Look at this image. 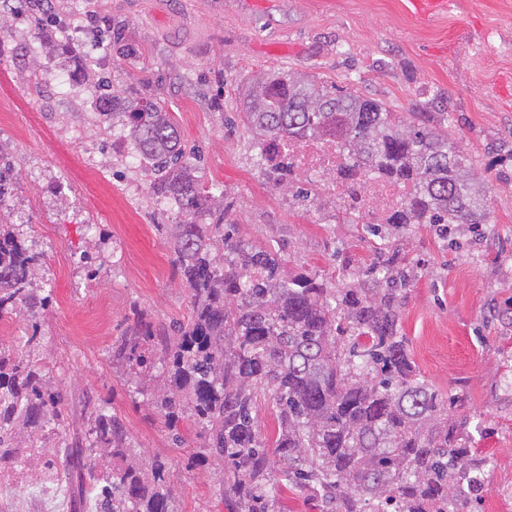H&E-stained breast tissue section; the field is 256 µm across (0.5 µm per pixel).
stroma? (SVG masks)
Masks as SVG:
<instances>
[{
	"instance_id": "stroma-1",
	"label": "stroma",
	"mask_w": 512,
	"mask_h": 512,
	"mask_svg": "<svg viewBox=\"0 0 512 512\" xmlns=\"http://www.w3.org/2000/svg\"><path fill=\"white\" fill-rule=\"evenodd\" d=\"M59 4L47 45L32 36L26 9L0 19V147L17 177L0 211L40 254L37 283L52 287L37 321L0 319V349L35 336L64 395L53 443L84 446L90 419L108 408L143 464L166 462L175 512H225L215 465L191 466L195 444H174L112 358L134 313L156 323L189 315L159 230L183 214L150 197L123 118L100 129L74 68L113 90L157 96L245 238L280 247L288 270L346 283L374 258L376 237L318 195L301 207L273 186L241 121L253 76L293 69L446 128L481 177L487 223L445 238L413 224L391 243L411 263L401 308L410 356L466 418L464 445L485 464L484 486L461 497L460 512H512V0H448L432 18L410 0Z\"/></svg>"
}]
</instances>
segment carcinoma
<instances>
[{"label":"carcinoma","mask_w":512,"mask_h":512,"mask_svg":"<svg viewBox=\"0 0 512 512\" xmlns=\"http://www.w3.org/2000/svg\"><path fill=\"white\" fill-rule=\"evenodd\" d=\"M54 0H32L29 21L40 38ZM99 124L114 109L151 172L150 192L178 206L185 220L162 225L176 274L190 296L184 322L155 324L134 313L118 356L136 381L160 369L163 385L147 403L173 441L193 428L194 458L216 462L227 512H279L281 485L319 498L325 512H458L459 483L478 477L463 446L465 422L416 369L400 333L406 258L391 249L386 227L485 224L480 177L448 131L415 112H392L355 91L327 86L299 71L256 74L241 118L258 139L287 146L295 136L336 138L353 160L344 177L372 173L409 193L399 209L378 216L377 257L340 288L309 270L288 274L284 256L245 239L224 196L211 193L185 156L180 133L155 98H120L94 84ZM256 165L290 188L288 155L257 153ZM13 170L0 147V199ZM38 256L0 214V318L39 316L50 302L34 287ZM269 397L277 431L258 429L257 397ZM64 395L52 388L33 354L0 350V459L21 440H39L61 474L96 491V512H173L165 465L145 472L122 420L99 410L88 428L99 468L73 475L81 448L52 450L46 440L62 415Z\"/></svg>","instance_id":"carcinoma-1"}]
</instances>
